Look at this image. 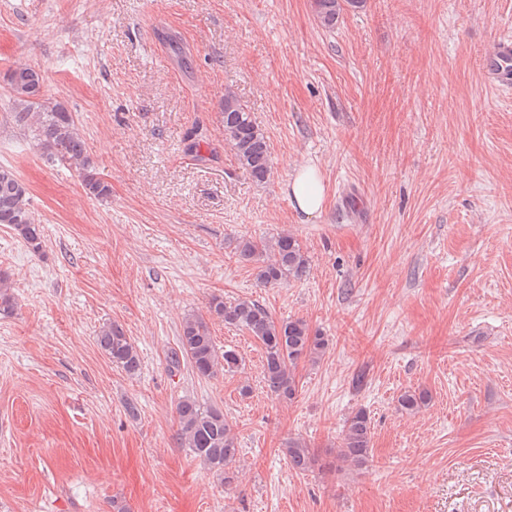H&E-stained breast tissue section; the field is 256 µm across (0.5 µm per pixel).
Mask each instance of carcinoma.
<instances>
[{
	"label": "carcinoma",
	"instance_id": "carcinoma-1",
	"mask_svg": "<svg viewBox=\"0 0 512 512\" xmlns=\"http://www.w3.org/2000/svg\"><path fill=\"white\" fill-rule=\"evenodd\" d=\"M363 2L313 0V8L320 24L330 30L336 26L344 7L359 8ZM44 83V75L34 66L22 65L9 72L7 84L15 104L16 125L28 131L46 163L77 173L86 194L97 199L108 198L111 187L89 154L73 114L61 102L43 99ZM220 115L224 141L240 168L253 181L267 182L272 174L269 145L248 106L228 92ZM0 225L21 238L32 253H40L42 230L31 208L28 188L6 166H0ZM238 249L241 259L256 264V281L264 288L281 285L291 278L301 279L310 271L309 257L290 233H280L271 240L246 238L240 241ZM14 308L10 276L0 271V314H9ZM211 320H220L259 342L265 386L275 396L288 401L294 400L298 393V365L317 362L328 347V339L318 331H311L302 319L277 320L255 300L226 301L215 295L208 302L207 315L189 313L183 317L178 349L168 358L170 369L180 368L181 361L187 360L198 377L211 379L222 371L232 372L239 367L241 356L237 350L220 352L216 348L209 327ZM96 344L116 367L131 377L138 375L140 355L122 325L112 321L102 324L96 333ZM428 401L427 391L407 390L398 397L397 409L412 414ZM176 413L179 447L190 449L208 470L223 476L224 482L234 481L236 475L231 469L239 448L233 423L223 409L183 398L176 406ZM371 450V418L365 409L358 408L344 421L334 459H328L300 439L289 440L284 454L292 470L306 473L331 469L337 460L361 470L368 466Z\"/></svg>",
	"mask_w": 512,
	"mask_h": 512
}]
</instances>
